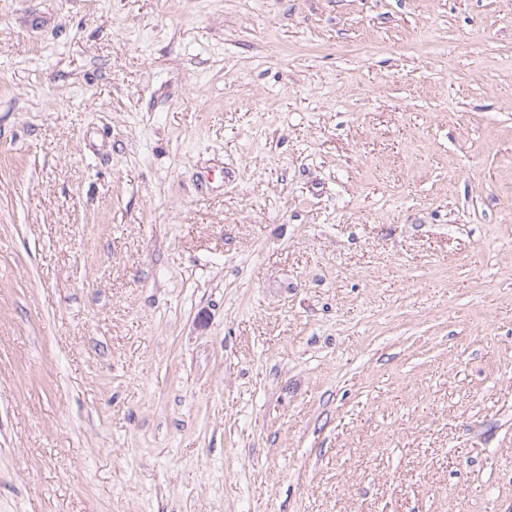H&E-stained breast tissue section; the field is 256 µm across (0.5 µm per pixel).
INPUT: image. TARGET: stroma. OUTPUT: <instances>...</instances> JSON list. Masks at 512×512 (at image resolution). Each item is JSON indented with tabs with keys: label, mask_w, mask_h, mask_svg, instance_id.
<instances>
[{
	"label": "stroma",
	"mask_w": 512,
	"mask_h": 512,
	"mask_svg": "<svg viewBox=\"0 0 512 512\" xmlns=\"http://www.w3.org/2000/svg\"><path fill=\"white\" fill-rule=\"evenodd\" d=\"M0 512H512V0H0Z\"/></svg>",
	"instance_id": "35a3bbf8"
}]
</instances>
